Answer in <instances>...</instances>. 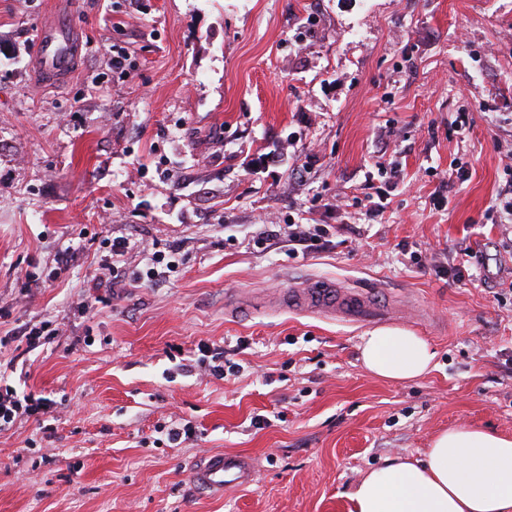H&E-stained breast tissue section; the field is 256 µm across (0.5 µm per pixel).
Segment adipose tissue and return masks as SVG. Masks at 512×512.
Here are the masks:
<instances>
[{"mask_svg":"<svg viewBox=\"0 0 512 512\" xmlns=\"http://www.w3.org/2000/svg\"><path fill=\"white\" fill-rule=\"evenodd\" d=\"M361 360L381 378L408 381L436 358L403 328L362 337ZM349 512H512V437L467 425L436 435L423 458L396 457L369 471L350 493Z\"/></svg>","mask_w":512,"mask_h":512,"instance_id":"1","label":"adipose tissue"}]
</instances>
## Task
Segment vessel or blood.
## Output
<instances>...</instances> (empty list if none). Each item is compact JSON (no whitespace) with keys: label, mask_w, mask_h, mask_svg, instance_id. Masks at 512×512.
<instances>
[{"label":"vessel or blood","mask_w":512,"mask_h":512,"mask_svg":"<svg viewBox=\"0 0 512 512\" xmlns=\"http://www.w3.org/2000/svg\"><path fill=\"white\" fill-rule=\"evenodd\" d=\"M80 46L72 34L56 25L45 27L37 41L38 70L46 81L54 82L68 76ZM279 306L300 313L339 318L355 323L385 320L388 310L370 294L342 288L318 279L288 289L278 295ZM253 458L238 454H213L200 458L190 471V480L203 491L221 492L227 488L251 485L255 473Z\"/></svg>","instance_id":"vessel-or-blood-1"}]
</instances>
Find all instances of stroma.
<instances>
[{
    "mask_svg": "<svg viewBox=\"0 0 512 512\" xmlns=\"http://www.w3.org/2000/svg\"><path fill=\"white\" fill-rule=\"evenodd\" d=\"M54 23L82 50L49 84ZM510 179L512 0H0V386L60 404L0 432V512H348L444 429L512 435ZM156 251L178 265L150 282ZM311 279L381 291L432 369L372 376L368 326L274 304ZM227 452L255 482L195 494Z\"/></svg>",
    "mask_w": 512,
    "mask_h": 512,
    "instance_id": "stroma-1",
    "label": "stroma"
}]
</instances>
